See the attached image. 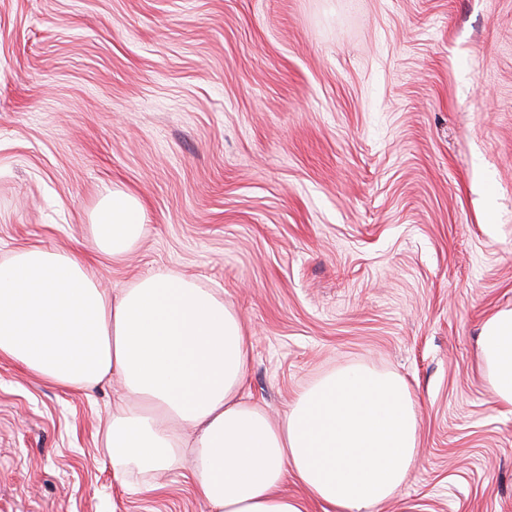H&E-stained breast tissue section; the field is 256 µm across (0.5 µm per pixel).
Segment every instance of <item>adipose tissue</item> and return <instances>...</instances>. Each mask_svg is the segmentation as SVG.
Masks as SVG:
<instances>
[{
    "instance_id": "adipose-tissue-1",
    "label": "adipose tissue",
    "mask_w": 512,
    "mask_h": 512,
    "mask_svg": "<svg viewBox=\"0 0 512 512\" xmlns=\"http://www.w3.org/2000/svg\"><path fill=\"white\" fill-rule=\"evenodd\" d=\"M146 232L143 205L113 190L97 211L99 251L121 262ZM0 357L43 381L91 389L121 381L104 439L117 473L191 463L210 512H370L405 484L418 444L401 377L364 365L329 372L282 418L243 398L249 340L222 296L176 274L111 294L76 253L42 247L0 263ZM480 358L495 404L512 408V309L488 318ZM299 483L306 500L283 487Z\"/></svg>"
}]
</instances>
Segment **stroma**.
I'll use <instances>...</instances> for the list:
<instances>
[{
  "mask_svg": "<svg viewBox=\"0 0 512 512\" xmlns=\"http://www.w3.org/2000/svg\"><path fill=\"white\" fill-rule=\"evenodd\" d=\"M115 188L146 224L118 264ZM34 245L220 293L272 417L346 365L402 377L419 455L373 512H512L478 355L512 308V0H0V262ZM120 396L1 358L0 512H209L189 469L116 479ZM146 232L143 205L134 194L112 189L97 211L94 237L98 250L118 263L125 259Z\"/></svg>",
  "mask_w": 512,
  "mask_h": 512,
  "instance_id": "1",
  "label": "stroma"
}]
</instances>
